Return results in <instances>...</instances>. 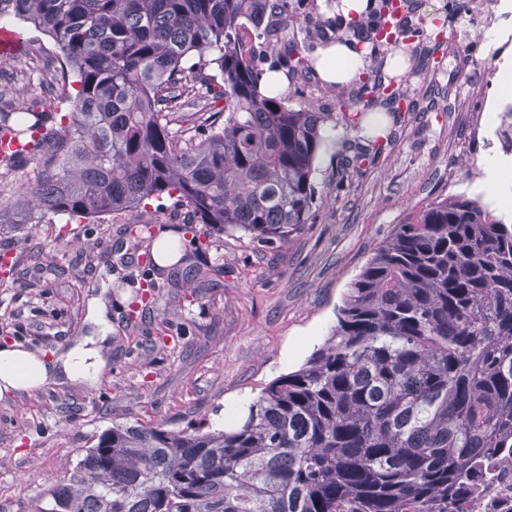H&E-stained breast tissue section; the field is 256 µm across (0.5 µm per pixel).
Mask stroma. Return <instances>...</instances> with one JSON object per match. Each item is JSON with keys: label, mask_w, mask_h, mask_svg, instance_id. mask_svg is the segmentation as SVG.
<instances>
[{"label": "stroma", "mask_w": 512, "mask_h": 512, "mask_svg": "<svg viewBox=\"0 0 512 512\" xmlns=\"http://www.w3.org/2000/svg\"><path fill=\"white\" fill-rule=\"evenodd\" d=\"M472 0H410L408 21L423 33L403 44V74L381 60L366 67L403 97L358 99V84L334 88L316 72L297 75L285 91L290 107L316 102L340 114L339 133L317 157L315 211L287 241L253 243L243 231L216 233L198 225L207 250H197L186 225L143 211L54 220L36 233H0V251L15 254L13 278L0 279V346L17 343L39 354L68 347L86 333L89 297L112 301L108 363L93 386L67 384L0 399V512H33L40 495L63 483L112 422L169 430L234 424L239 399L253 400L277 377L298 370L336 322L349 284L407 214L439 196L479 200L512 222V201L490 194L491 151L473 138L471 122L493 128L497 115L478 112L477 98L448 85V43L470 64L496 67L482 31L446 23L448 6ZM15 52L5 66L13 97L39 93L53 50ZM388 109L379 151L343 121L355 105ZM150 224L149 237L134 235ZM175 233L181 257L172 265L142 264L156 237ZM154 302L137 304L144 284Z\"/></svg>", "instance_id": "1"}]
</instances>
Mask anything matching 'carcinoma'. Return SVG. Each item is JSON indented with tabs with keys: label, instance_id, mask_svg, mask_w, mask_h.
I'll return each instance as SVG.
<instances>
[{
	"label": "carcinoma",
	"instance_id": "carcinoma-1",
	"mask_svg": "<svg viewBox=\"0 0 512 512\" xmlns=\"http://www.w3.org/2000/svg\"><path fill=\"white\" fill-rule=\"evenodd\" d=\"M288 0H0V23L45 35L51 82L76 85L59 128L44 96L0 93V136L34 165L0 227L185 209L190 224L284 241L315 207L330 112L260 88L249 37L281 45L272 71L313 68L281 37ZM317 23L361 24L325 0ZM223 102L221 111L214 104ZM512 448V224L479 201L408 216L350 283L336 325L230 430L113 422L36 512H478L483 463Z\"/></svg>",
	"mask_w": 512,
	"mask_h": 512
}]
</instances>
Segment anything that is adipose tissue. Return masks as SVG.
Instances as JSON below:
<instances>
[{
	"label": "adipose tissue",
	"mask_w": 512,
	"mask_h": 512,
	"mask_svg": "<svg viewBox=\"0 0 512 512\" xmlns=\"http://www.w3.org/2000/svg\"><path fill=\"white\" fill-rule=\"evenodd\" d=\"M316 72L328 83L345 86L364 70V52L354 43H337L317 51ZM111 307L104 297L91 298L86 320L90 335L80 337L59 354L41 357L19 346L0 347V398L58 383L94 385L104 372V351L111 331Z\"/></svg>",
	"instance_id": "1"
}]
</instances>
